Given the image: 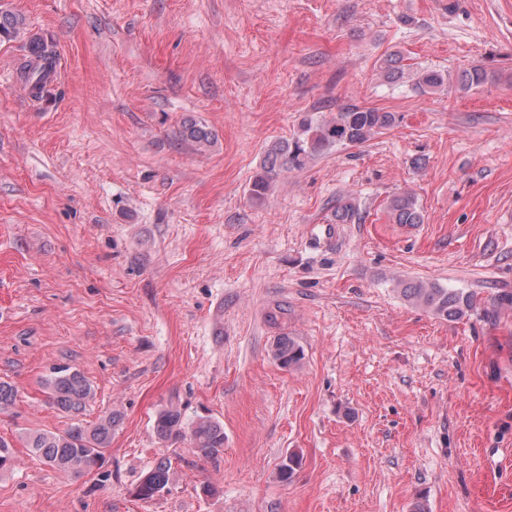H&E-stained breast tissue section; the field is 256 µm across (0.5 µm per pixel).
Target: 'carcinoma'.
Wrapping results in <instances>:
<instances>
[{
  "label": "carcinoma",
  "instance_id": "cac0c4a2",
  "mask_svg": "<svg viewBox=\"0 0 512 512\" xmlns=\"http://www.w3.org/2000/svg\"><path fill=\"white\" fill-rule=\"evenodd\" d=\"M24 31L25 19L21 15L0 11V42L13 41ZM403 60L404 56L400 53L390 55L386 59L383 76L388 80L402 78L404 69L400 63ZM56 71L57 57L52 49V40L42 37L39 42L29 44L27 59L20 66V81L24 88L35 92L36 99H43L48 87L55 81ZM493 78L495 75L481 65L466 68L454 77L440 70L422 69L416 72L412 88L421 94H434L454 82L460 91L469 92ZM396 121V115L392 112L359 106L348 107L325 121H307L302 125L301 136L291 142H276L268 148L260 169L251 180L250 199L257 203L264 201L279 172L288 169V166L299 167L304 159L334 145H363ZM179 137L200 152L212 143V133L193 119L183 122ZM388 210L395 224L423 222L418 200L411 193L393 197ZM399 292L408 304L446 320L463 318L475 304L472 293L442 288L424 281L403 282ZM271 357L280 367L291 368L302 360L303 350L293 337L279 336L271 346ZM44 388L48 403L68 414L80 413L93 394L91 384L80 372L66 368L55 369L45 380ZM16 397V388L0 381V413L8 411ZM120 420L119 414L109 412L92 425L77 421L58 432L29 430L22 440L30 454L44 464L65 474L80 475L99 466L105 451L111 447L112 434ZM154 429L164 442L176 443L189 439L194 450L205 457H213L224 449V426L210 417L188 420L181 411L167 408L157 414ZM301 464L302 458L298 453H289L279 465V479L283 482L291 480ZM170 469L169 461L159 459L138 485L137 496L150 501L164 492L170 481Z\"/></svg>",
  "mask_w": 512,
  "mask_h": 512
}]
</instances>
